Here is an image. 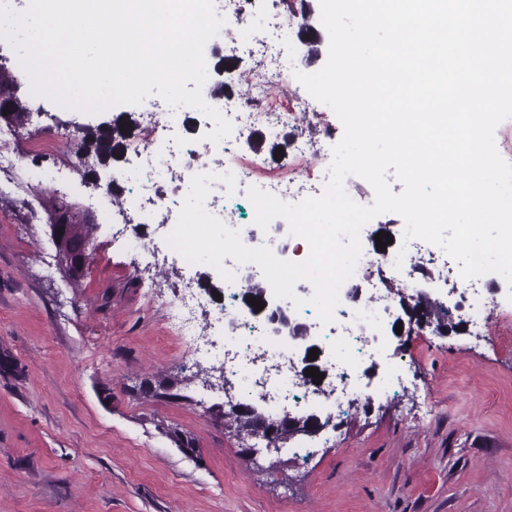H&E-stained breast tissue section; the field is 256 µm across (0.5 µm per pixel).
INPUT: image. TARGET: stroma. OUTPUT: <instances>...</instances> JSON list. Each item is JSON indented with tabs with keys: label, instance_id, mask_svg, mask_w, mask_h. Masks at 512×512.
Listing matches in <instances>:
<instances>
[{
	"label": "stroma",
	"instance_id": "1",
	"mask_svg": "<svg viewBox=\"0 0 512 512\" xmlns=\"http://www.w3.org/2000/svg\"><path fill=\"white\" fill-rule=\"evenodd\" d=\"M41 109L9 144L17 166L0 168V512H512L507 284L482 276L498 303L495 335L389 336L402 383L379 390L384 363L362 357L372 389L335 427L282 452L254 439L246 457L224 419L219 362L195 366L168 330L182 279H223L176 254L143 267L97 216L86 275L77 287L65 281L50 207L85 213L92 189L73 154L54 186L38 184L57 160L28 145L44 125L64 133L113 114L48 98Z\"/></svg>",
	"mask_w": 512,
	"mask_h": 512
}]
</instances>
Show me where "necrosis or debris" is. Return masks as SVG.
<instances>
[{"instance_id": "1", "label": "necrosis or debris", "mask_w": 512, "mask_h": 512, "mask_svg": "<svg viewBox=\"0 0 512 512\" xmlns=\"http://www.w3.org/2000/svg\"><path fill=\"white\" fill-rule=\"evenodd\" d=\"M215 10L225 20L224 33L230 50L258 49L255 67L239 74H229L225 84L245 86V93L221 103L222 114L231 122L232 131L221 142L186 139L174 136L181 113L158 108L141 115L139 135L130 140L126 166L112 172L116 183L125 185L121 201H114L109 189L92 196L90 207L122 232L133 231L141 224L156 225L154 238L136 237V252L146 266L162 267L170 245L167 238L175 227L182 202L194 175L233 173L237 189L258 187L287 204L318 197L322 188L310 185L312 165L323 162L321 147L314 132L321 123L319 112L302 114L291 111V103L307 104L308 91L298 83L278 84L281 41L288 31L281 28L268 34L256 24H244L246 0H214ZM270 137L293 130L286 161L269 166L260 153L252 150L251 140L258 129ZM212 155L204 162L202 154ZM370 231L361 228V254L353 274L344 281L333 310L336 326V360L332 365L333 381L325 395L306 389L299 368L283 339L264 334L262 323L251 320L238 299L249 284H265L261 268L254 263L235 266V278L224 285V306L213 312L210 328L224 332L223 342L198 333L197 323L204 305L189 285H182L171 313L170 333L176 340L191 339L197 360L221 357L224 374L232 379L242 400L255 393L276 397L280 393L303 389L304 399L316 411L334 418L336 411L359 400L361 385L355 376L357 357L370 342L378 340L384 330V317L390 311L389 285H416L415 273L424 261H436L444 251L440 247L424 249L420 240H410L403 254H377L370 247Z\"/></svg>"}]
</instances>
